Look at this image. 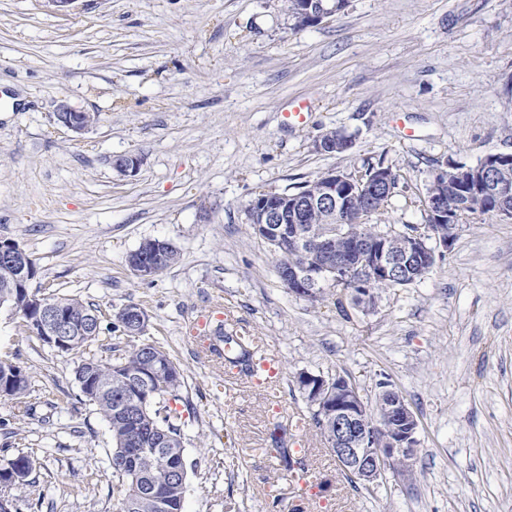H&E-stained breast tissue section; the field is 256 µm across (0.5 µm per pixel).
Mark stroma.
<instances>
[{
	"label": "stroma",
	"mask_w": 512,
	"mask_h": 512,
	"mask_svg": "<svg viewBox=\"0 0 512 512\" xmlns=\"http://www.w3.org/2000/svg\"><path fill=\"white\" fill-rule=\"evenodd\" d=\"M62 101L97 123L56 124ZM329 128L352 150L317 151ZM491 152L512 153V0H349L301 30L283 0H0V238L40 294L146 311V341L184 375L183 512H512V220L471 216L426 278L366 312L340 288L289 292L244 213L254 193L382 160L404 186L381 223L419 224L429 170ZM127 154L128 177L112 166ZM148 238L180 260L143 280L127 257ZM224 310L278 357V401L186 337ZM99 352L59 353L0 309V359L29 379L0 397V457L34 460L7 489L18 512H114L112 435L74 375ZM303 371L371 407L391 384L419 422L411 475L350 482L314 426L293 430L291 412L311 416ZM279 425L308 443L290 471L266 455Z\"/></svg>",
	"instance_id": "stroma-1"
}]
</instances>
